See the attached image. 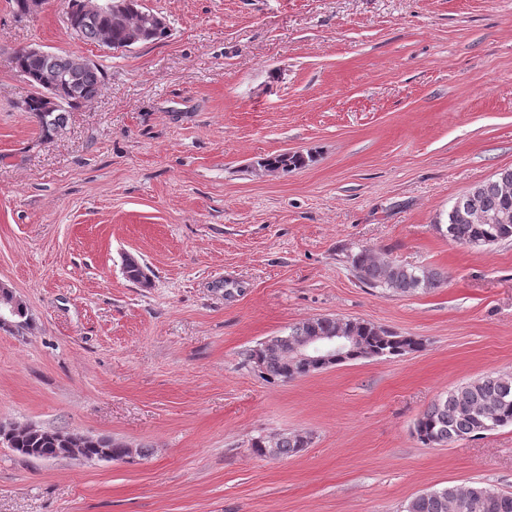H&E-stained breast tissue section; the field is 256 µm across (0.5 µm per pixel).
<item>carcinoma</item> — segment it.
Segmentation results:
<instances>
[{"instance_id":"obj_1","label":"carcinoma","mask_w":512,"mask_h":512,"mask_svg":"<svg viewBox=\"0 0 512 512\" xmlns=\"http://www.w3.org/2000/svg\"><path fill=\"white\" fill-rule=\"evenodd\" d=\"M138 0H130L127 13L121 18L101 16L89 24H79L78 38L90 43H102L110 36L113 47L125 44L131 27L139 21ZM11 63L15 71L32 88L22 103L24 111L38 121L42 136L51 137L66 120V112L94 98L101 86V71L93 65L77 69L71 56L46 53L32 55L24 50L13 54ZM53 73L62 85L60 105L53 112L40 111L39 88L42 78ZM306 158L300 153H281L261 160L260 166L271 170L288 172L301 168ZM512 168L500 170L495 177L483 181L459 197L467 206L488 212L508 211L512 215ZM444 235L463 245L490 246L512 239V219L500 224H470L448 217ZM351 265L358 279L371 288H383L393 293H414L440 287L446 277L434 270L396 264L363 249L351 257ZM358 337L356 353L346 360L364 358L366 354L387 360L418 352L424 340L416 336H403L372 323L352 320L345 324L331 317L311 318L289 328L288 334L280 337L282 344L269 347L264 355L250 353V359L268 376L282 380L295 378L293 365L286 355V343L300 336H334L339 329ZM512 424V373L486 376L456 387L439 398L422 413L414 423L413 432L424 445L450 444L471 439L499 427ZM12 447L14 452L32 455L54 456L60 444L56 432L41 428L18 431ZM306 447L303 439L294 433H282L273 446L259 439L252 444L259 456L288 457ZM406 512H512V494L500 493L483 485L464 488L446 487L422 494L407 505Z\"/></svg>"}]
</instances>
